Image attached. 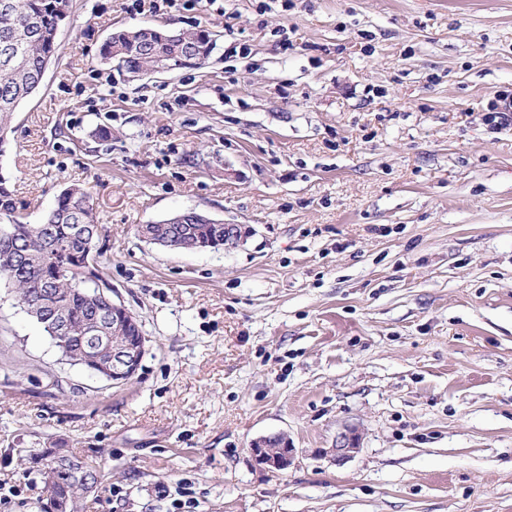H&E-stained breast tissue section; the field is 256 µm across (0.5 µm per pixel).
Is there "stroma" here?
I'll return each mask as SVG.
<instances>
[{"label": "stroma", "instance_id": "obj_1", "mask_svg": "<svg viewBox=\"0 0 512 512\" xmlns=\"http://www.w3.org/2000/svg\"><path fill=\"white\" fill-rule=\"evenodd\" d=\"M259 5L72 0L0 176L33 224L82 186L146 352L112 386L0 280V512H39L44 448L99 472L80 512H172L183 490L194 512H512V125L484 121L512 95V0ZM136 26L214 46L135 80L99 52ZM187 210L253 233L137 237ZM276 434L285 470L252 454ZM359 440L360 436L357 428L346 426L338 433L333 448H329L327 452L334 458H346L358 449Z\"/></svg>", "mask_w": 512, "mask_h": 512}]
</instances>
